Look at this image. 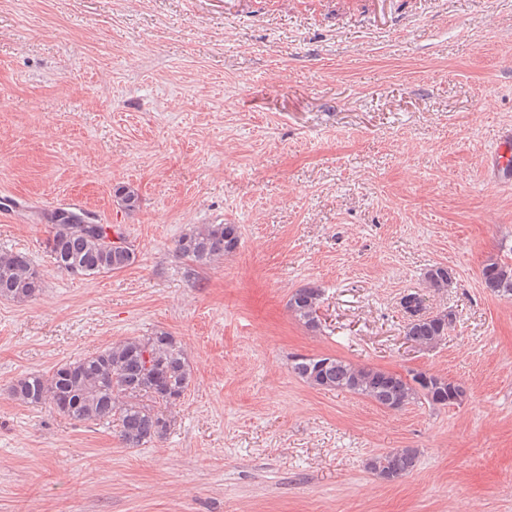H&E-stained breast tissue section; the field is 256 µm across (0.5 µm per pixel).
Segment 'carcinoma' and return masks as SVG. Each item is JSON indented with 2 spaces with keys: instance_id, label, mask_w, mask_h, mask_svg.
<instances>
[{
  "instance_id": "1",
  "label": "carcinoma",
  "mask_w": 512,
  "mask_h": 512,
  "mask_svg": "<svg viewBox=\"0 0 512 512\" xmlns=\"http://www.w3.org/2000/svg\"><path fill=\"white\" fill-rule=\"evenodd\" d=\"M117 204L126 212L139 209L136 188H113ZM44 248L55 268L85 279L121 271L137 262L138 254L123 234L112 240L110 224H92L84 216L56 208L45 215ZM241 243L237 224H200L174 241L175 252L196 267H210L234 253ZM485 287L512 299V262L489 259L482 268ZM448 267L426 269L424 283L443 292L453 285ZM44 273L28 254L0 251V299L17 303L35 300L44 288ZM324 292L310 284L296 289L288 311L311 331L320 330L318 311ZM408 315L406 339L433 348L447 335L456 314L431 311L417 291L401 297ZM290 371L307 385L327 391L348 392L389 410L425 402L434 408L461 404L466 390L461 383L425 371L397 375L370 365L354 364L332 355H295ZM192 373L182 344L170 333L129 338L90 356L56 365L52 371L26 373L12 384V396L28 405H49L56 413L80 423L116 427L125 448H143L163 440L175 424L172 408L184 397ZM419 452L396 448L371 457L367 468L384 481L414 470Z\"/></svg>"
}]
</instances>
